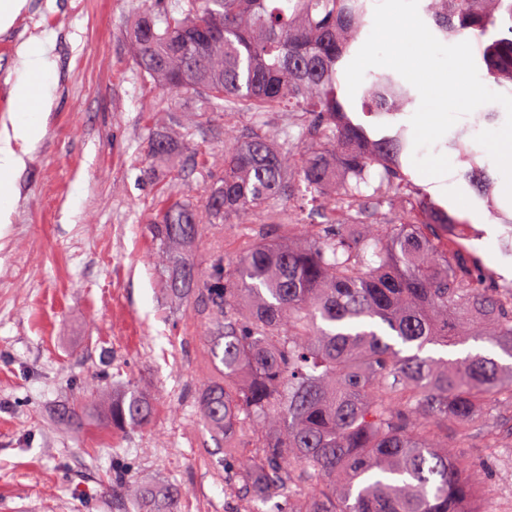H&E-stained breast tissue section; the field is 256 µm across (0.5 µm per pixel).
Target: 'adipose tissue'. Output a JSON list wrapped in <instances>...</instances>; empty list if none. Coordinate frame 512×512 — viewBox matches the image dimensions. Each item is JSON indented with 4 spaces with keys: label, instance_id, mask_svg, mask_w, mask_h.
Here are the masks:
<instances>
[{
    "label": "adipose tissue",
    "instance_id": "adipose-tissue-1",
    "mask_svg": "<svg viewBox=\"0 0 512 512\" xmlns=\"http://www.w3.org/2000/svg\"><path fill=\"white\" fill-rule=\"evenodd\" d=\"M54 68L47 47L37 40L23 44L18 51V78L13 96L23 109L11 113L9 124L0 130V223H8L12 208V178L23 164L17 146L35 145L43 135L42 114L50 97L46 86H34V79L45 78Z\"/></svg>",
    "mask_w": 512,
    "mask_h": 512
}]
</instances>
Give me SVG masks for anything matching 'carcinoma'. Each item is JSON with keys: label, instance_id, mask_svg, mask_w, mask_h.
Here are the masks:
<instances>
[{"label": "carcinoma", "instance_id": "obj_1", "mask_svg": "<svg viewBox=\"0 0 512 512\" xmlns=\"http://www.w3.org/2000/svg\"><path fill=\"white\" fill-rule=\"evenodd\" d=\"M373 0H144L130 29L141 75L194 119L152 137L155 168L175 162L212 114L299 112L302 151L263 132L224 133V175L200 198L161 201L150 225L172 291L203 293L216 328V376L198 395L224 438L230 485L246 512H482L448 429L512 436V285L478 273V258L404 171L407 126L380 133L347 110L345 69L362 46ZM443 39L473 37L486 77L512 82V0H424ZM369 113L394 118L413 100L394 72L369 73ZM381 170L399 214L369 220L383 196L361 184ZM465 178L487 197L489 167ZM325 222L306 224L307 204ZM255 216L286 236L241 228L240 253L206 276L187 249L203 224ZM471 340L464 358L423 355ZM132 389L112 403L117 428L147 423Z\"/></svg>", "mask_w": 512, "mask_h": 512}]
</instances>
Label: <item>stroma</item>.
<instances>
[{"mask_svg":"<svg viewBox=\"0 0 512 512\" xmlns=\"http://www.w3.org/2000/svg\"><path fill=\"white\" fill-rule=\"evenodd\" d=\"M141 0H26L0 29V124L18 104V50L37 38L55 60L46 84L44 133L22 150L14 206L0 229V512H125L113 484L178 493L176 512H242L224 477V440L205 424L197 393L213 376L212 317L203 298L167 292L149 219L161 193L197 194L224 170L220 127L273 134L302 148L287 113L220 112L195 134L163 180L149 175L150 139L169 125L171 97L144 79L130 28ZM488 124L463 117L433 150L447 155L449 186L469 207L437 191V179L405 161L428 198L475 226L467 247L482 268L512 281V221L491 218L463 174ZM232 224L203 225L189 259L207 273L239 253ZM150 397L138 427L111 425L126 385ZM470 435L461 458L474 465L484 512H512V464Z\"/></svg>","mask_w":512,"mask_h":512,"instance_id":"35a3bbf8","label":"stroma"}]
</instances>
